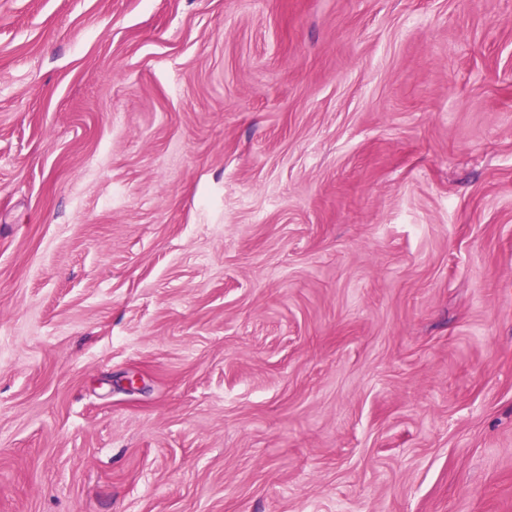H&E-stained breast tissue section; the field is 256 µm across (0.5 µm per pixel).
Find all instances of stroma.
I'll use <instances>...</instances> for the list:
<instances>
[{"instance_id":"35a3bbf8","label":"stroma","mask_w":512,"mask_h":512,"mask_svg":"<svg viewBox=\"0 0 512 512\" xmlns=\"http://www.w3.org/2000/svg\"><path fill=\"white\" fill-rule=\"evenodd\" d=\"M0 512H512V0H0Z\"/></svg>"}]
</instances>
